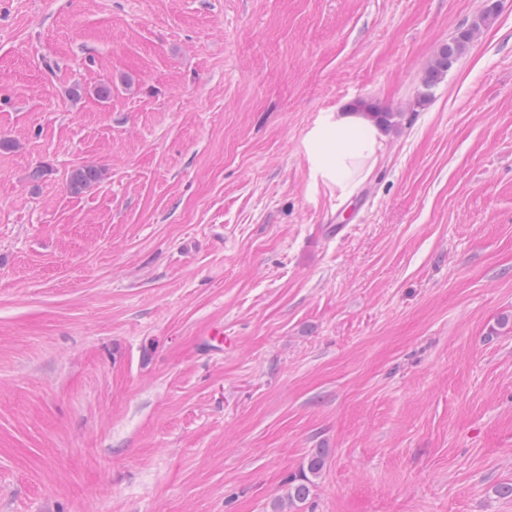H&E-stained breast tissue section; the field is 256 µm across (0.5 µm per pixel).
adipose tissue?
Here are the masks:
<instances>
[{
    "label": "adipose tissue",
    "instance_id": "obj_1",
    "mask_svg": "<svg viewBox=\"0 0 512 512\" xmlns=\"http://www.w3.org/2000/svg\"><path fill=\"white\" fill-rule=\"evenodd\" d=\"M385 135L366 113L344 109L318 117L304 147L315 178L348 197L373 174Z\"/></svg>",
    "mask_w": 512,
    "mask_h": 512
}]
</instances>
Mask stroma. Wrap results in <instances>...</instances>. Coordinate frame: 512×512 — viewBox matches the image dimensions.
<instances>
[{
  "label": "stroma",
  "mask_w": 512,
  "mask_h": 512,
  "mask_svg": "<svg viewBox=\"0 0 512 512\" xmlns=\"http://www.w3.org/2000/svg\"><path fill=\"white\" fill-rule=\"evenodd\" d=\"M506 315L512 0H0V512H512ZM476 28L477 26L460 31L451 42L443 46L438 57L425 73L423 83L426 87L430 88L434 86L436 82L448 72L466 50L468 44L473 39ZM384 140L378 122L364 112L344 109L320 115L304 147L314 177L349 197L373 174ZM103 176L102 170L94 166L78 167L70 173L68 187L72 192L79 193L92 184L98 182ZM324 466V454L319 451L312 454L307 460L306 471L302 472L299 477L292 479L288 483L285 497L290 504L294 502H302L307 499L313 484L312 478H316ZM308 473V475H307Z\"/></svg>",
  "instance_id": "35a3bbf8"
}]
</instances>
